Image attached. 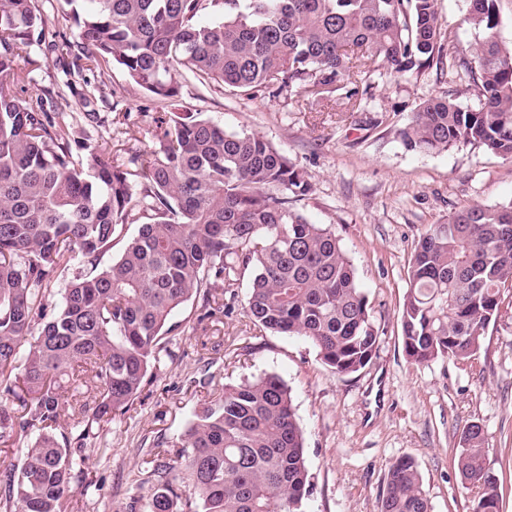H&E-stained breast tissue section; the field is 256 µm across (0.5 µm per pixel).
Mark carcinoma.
<instances>
[{
    "instance_id": "1",
    "label": "carcinoma",
    "mask_w": 512,
    "mask_h": 512,
    "mask_svg": "<svg viewBox=\"0 0 512 512\" xmlns=\"http://www.w3.org/2000/svg\"><path fill=\"white\" fill-rule=\"evenodd\" d=\"M82 2L63 72L117 66L162 113L147 168L98 156L62 121L69 100L32 76L42 66L32 46L56 49L38 0H0V444L25 443L0 512H65L85 463L70 448L132 407L161 362L173 314L192 299L202 323L247 277L244 312L255 328L309 340L338 374L365 368L376 352L368 300L336 235L288 206L311 192L308 175L263 137L180 110V80L248 97L340 91L355 111L371 69L403 77L443 64L437 0ZM496 2L469 0L478 39L472 60L455 67L473 104L422 101L400 132L408 148L471 145L512 162V46L498 38ZM118 244L119 256L103 262ZM68 269L53 306L52 285ZM511 294L512 200L449 213L410 261L406 356L472 359ZM71 382L82 399L65 403L60 390ZM64 414L72 431L58 435ZM485 443L483 428L469 425L457 469L473 512H499ZM175 447L183 491L157 481L149 512H304V438L279 376L224 385ZM380 512H430L412 459L390 465Z\"/></svg>"
}]
</instances>
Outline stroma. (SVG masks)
<instances>
[{"mask_svg": "<svg viewBox=\"0 0 512 512\" xmlns=\"http://www.w3.org/2000/svg\"><path fill=\"white\" fill-rule=\"evenodd\" d=\"M443 27L454 40L446 56H469L476 33L466 21L468 0H438ZM107 95L94 107L102 124L90 130L96 152L123 162L147 161L160 110L142 89L112 68ZM366 106L349 110L339 95L246 98L183 82L178 102L204 113L225 132H253L283 152L310 177L313 192L293 207L308 221L329 227L353 262L378 332L371 362L337 374L299 336L251 327L243 307L248 282L236 290L222 324L197 322L188 302L173 319L160 371L120 419L100 427L80 454L66 512H148L147 473L158 442H178L194 411L218 401L229 382L264 374L288 385L305 439L312 476L307 512H378L387 470L413 459L432 512H472V494L455 458L463 429L480 424L486 463L498 478L500 512H512V306L487 327L475 360L410 362L403 349L400 308L414 246L428 225L454 209L512 200V162L468 145L437 153L407 149L398 135L415 106L449 95L471 98L454 75L428 68L396 78L373 73Z\"/></svg>", "mask_w": 512, "mask_h": 512, "instance_id": "1", "label": "stroma"}]
</instances>
